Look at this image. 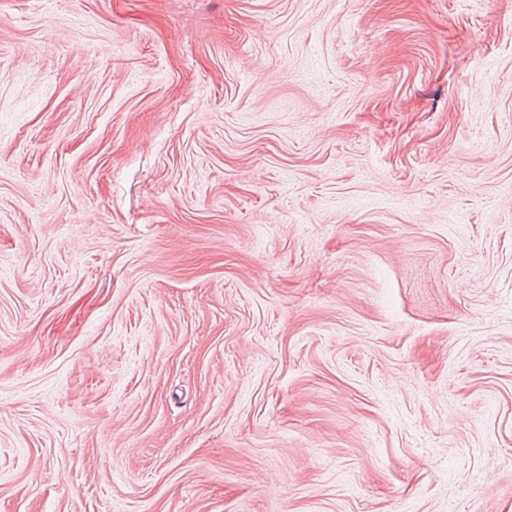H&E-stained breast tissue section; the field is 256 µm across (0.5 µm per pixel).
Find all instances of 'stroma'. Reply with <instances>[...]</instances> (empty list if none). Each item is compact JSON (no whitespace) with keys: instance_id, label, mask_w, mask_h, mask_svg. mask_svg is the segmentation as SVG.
I'll list each match as a JSON object with an SVG mask.
<instances>
[{"instance_id":"35a3bbf8","label":"stroma","mask_w":512,"mask_h":512,"mask_svg":"<svg viewBox=\"0 0 512 512\" xmlns=\"http://www.w3.org/2000/svg\"><path fill=\"white\" fill-rule=\"evenodd\" d=\"M0 512H512V0H0Z\"/></svg>"}]
</instances>
